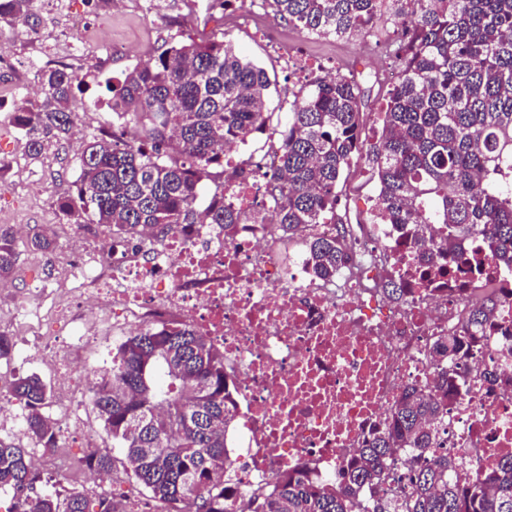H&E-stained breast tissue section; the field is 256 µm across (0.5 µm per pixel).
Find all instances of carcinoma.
<instances>
[{
  "instance_id": "1",
  "label": "carcinoma",
  "mask_w": 512,
  "mask_h": 512,
  "mask_svg": "<svg viewBox=\"0 0 512 512\" xmlns=\"http://www.w3.org/2000/svg\"><path fill=\"white\" fill-rule=\"evenodd\" d=\"M275 15L316 35L351 38L369 31L387 10L408 17L392 50L400 83L384 96L381 132L363 138L367 112L361 89L347 76L319 77L294 94L285 122L265 111L271 86L264 68L243 58L224 38L188 39L105 82L112 131L86 140L78 157L75 194L61 202L76 224H98L121 236L149 230L167 234L178 224H220L230 235L240 214L224 200V146L256 132L280 133V164L268 190L277 212L272 233L290 238L312 224L341 225L334 239H307L313 273L332 279L347 269L354 283L364 254L355 253L353 225L338 205L363 159L377 181L378 212L409 247L421 250L427 272L469 264L486 271L494 260L512 269V0H272ZM42 29L34 0H0V30ZM43 98L24 102L13 121L36 158L52 142L73 135L77 76L65 68L42 72ZM439 245L422 250L425 237ZM479 240V249L467 251ZM48 228L28 246L53 250ZM12 227L0 224V281L17 264ZM394 302L408 288L379 284ZM496 300L464 307L466 336H435L430 357L439 369L437 390L406 388L392 403L384 431L357 449L336 483L312 481L302 467L286 471L271 489L249 495L247 512H512V459L467 483L455 476L448 450L435 455L438 431L458 398L459 364L483 349V326ZM51 391L35 374L19 375L12 398L26 411L28 438L59 447L44 408ZM93 406L112 447L121 449L127 475L145 490L156 512H235L238 489L226 435L234 390L224 355L206 337L181 326L146 329L112 349V367L94 375ZM415 452L406 472L395 456ZM106 474L103 449L85 459ZM33 469L28 449L0 440V493L9 512H89L83 490H50Z\"/></svg>"
}]
</instances>
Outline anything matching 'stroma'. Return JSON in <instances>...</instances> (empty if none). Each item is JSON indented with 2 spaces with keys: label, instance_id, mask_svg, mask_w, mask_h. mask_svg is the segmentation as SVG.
Instances as JSON below:
<instances>
[{
  "label": "stroma",
  "instance_id": "35a3bbf8",
  "mask_svg": "<svg viewBox=\"0 0 512 512\" xmlns=\"http://www.w3.org/2000/svg\"><path fill=\"white\" fill-rule=\"evenodd\" d=\"M164 6L165 21L159 25L147 18L136 0H36L42 18L53 21L46 49L57 53L74 44L84 47L85 52L77 58L76 65L78 69L94 73L95 78L83 84L77 100L92 104L93 109L80 112L83 128L74 132L68 143L52 145L33 160L28 156L25 139L12 121L19 95H11L6 106L0 108V224L19 230L15 271L7 289L0 291V321L5 322L8 335L19 332L18 326L11 322L15 299L32 284L51 288L61 280L70 260L66 248L70 235L76 232L92 239L103 232L96 224H69L60 202L75 190L81 143L110 127L111 116L102 103L106 80L134 67V55L142 49H149L156 55L185 38L200 40L215 30L208 20L212 11L210 0H165ZM82 13L89 14L90 23L82 30H74L70 19ZM225 38L241 56L265 68L271 80L266 107L271 112L279 111L285 98L296 93L298 87L275 58L269 41L251 28L230 31ZM304 40L306 56L328 67L357 54L358 43L354 40L312 34L305 35ZM112 41L127 45L130 55L104 57L99 47ZM37 227L52 230L56 241L53 251L40 253L29 249L27 238ZM91 325L98 342L86 352L83 360L88 373L93 375L111 368L112 350L120 338L109 318H95Z\"/></svg>",
  "mask_w": 512,
  "mask_h": 512
}]
</instances>
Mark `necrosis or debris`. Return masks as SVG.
I'll list each match as a JSON object with an SVG mask.
<instances>
[{"instance_id": "necrosis-or-debris-1", "label": "necrosis or debris", "mask_w": 512, "mask_h": 512, "mask_svg": "<svg viewBox=\"0 0 512 512\" xmlns=\"http://www.w3.org/2000/svg\"><path fill=\"white\" fill-rule=\"evenodd\" d=\"M337 72L388 85L401 78L386 56L368 49ZM278 155L279 136L268 134L260 176L227 178L224 195L243 213L232 237L218 224H183L164 237L76 236L65 281L17 297L18 313L33 319L54 294L82 326L62 337L41 323L37 339H18L24 357L64 375L52 403L61 439L100 448L84 424L91 385L82 359L97 341L87 327L93 315H110L122 335L187 326L223 353L234 389L239 453L232 484L266 490L304 465L312 479L331 485L354 451L383 429L406 387L434 391L432 338L458 330L466 297L491 289L497 306L483 353L464 367L461 399L441 437L463 481L512 458V391L489 389L482 378L489 370L512 378V270L498 266L477 280L458 265L452 275L423 280L422 260L409 254L392 225L377 223L371 236L356 237V250L377 258L369 284H351L344 272L319 280L306 252L282 248L270 231L275 208L266 185ZM387 279L406 285L404 302L376 290Z\"/></svg>"}]
</instances>
